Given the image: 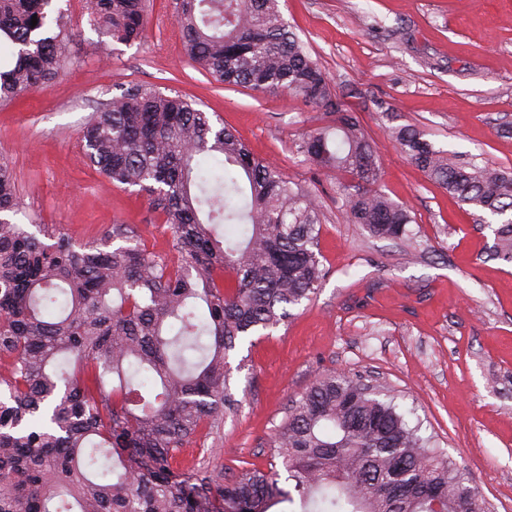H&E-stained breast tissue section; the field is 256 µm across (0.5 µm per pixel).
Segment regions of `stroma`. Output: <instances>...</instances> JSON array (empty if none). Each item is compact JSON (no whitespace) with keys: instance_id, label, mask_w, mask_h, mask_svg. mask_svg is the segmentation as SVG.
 <instances>
[{"instance_id":"1","label":"stroma","mask_w":512,"mask_h":512,"mask_svg":"<svg viewBox=\"0 0 512 512\" xmlns=\"http://www.w3.org/2000/svg\"><path fill=\"white\" fill-rule=\"evenodd\" d=\"M177 2L148 0L143 39L125 44L93 26L78 0H56L72 33L65 69L0 106L16 223L52 225L79 244L127 224L172 258L169 226L144 193L90 166L80 134L130 83L196 99L255 158L316 195L326 275L285 326L237 344L229 362L238 404L217 434L185 446L177 466L201 464L227 480L269 470L291 400L318 374L343 372L411 409L490 512H512V262L493 256L480 212L430 181L391 138L409 125L457 163L512 168V0H280L289 29L377 148L378 189L409 208L403 240L349 223L335 173L299 152L303 134L333 115L289 93L216 82L184 53Z\"/></svg>"}]
</instances>
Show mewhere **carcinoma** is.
<instances>
[{
	"label": "carcinoma",
	"mask_w": 512,
	"mask_h": 512,
	"mask_svg": "<svg viewBox=\"0 0 512 512\" xmlns=\"http://www.w3.org/2000/svg\"><path fill=\"white\" fill-rule=\"evenodd\" d=\"M52 2L0 0V47L13 56L0 70L3 105L65 66L70 32ZM87 13L117 42L144 35V0H87ZM177 25L188 56L216 80L286 91L336 115L300 152L367 185H339L351 223L378 238L407 235L409 211L368 189L376 148L288 30L279 0H181ZM392 139L461 202L500 218L497 253L511 262L512 172L469 171L410 127ZM81 142L112 184L147 195L173 230L177 261L127 245L126 224L85 244L54 228L38 237L13 222L15 177L0 163V512H488L404 409L345 373L317 377L289 406L273 444L286 476L175 472L177 453L236 405V344L315 294L320 207L177 92L128 85Z\"/></svg>",
	"instance_id": "cac0c4a2"
}]
</instances>
